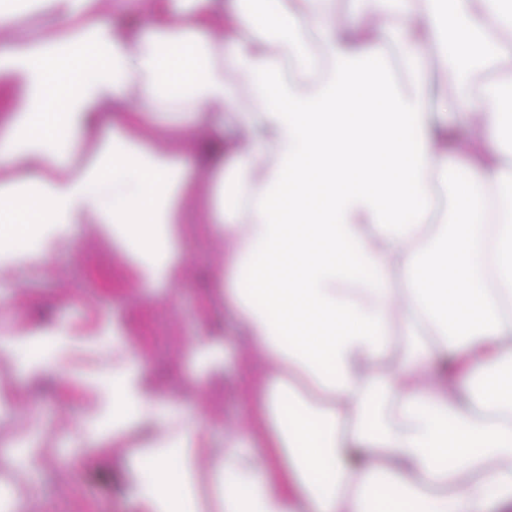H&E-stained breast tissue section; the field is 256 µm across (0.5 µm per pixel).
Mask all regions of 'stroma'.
Masks as SVG:
<instances>
[{
  "label": "stroma",
  "instance_id": "stroma-1",
  "mask_svg": "<svg viewBox=\"0 0 512 512\" xmlns=\"http://www.w3.org/2000/svg\"><path fill=\"white\" fill-rule=\"evenodd\" d=\"M141 126L155 128L153 149L172 153L198 183L179 229L177 280L136 282L138 256L113 241L111 225L85 219L63 231L42 225L34 234L11 236L10 250L0 252V361L15 366L0 377V423L9 428L0 432V459L15 439L28 436L44 458L40 492L26 512H137L130 488L146 475L145 460H134L125 442L98 447L81 435L86 419L112 414L113 350L106 337L112 328L123 330L127 345L140 353L160 396L202 421L208 439L195 450L199 473L212 469L225 434L249 428V397L240 380L245 366L263 362L238 340L237 316L221 296L229 246L210 233L214 215L206 204L215 169L191 136L167 134V120L148 114ZM215 320L224 333L211 341L222 358L214 370L200 361L195 344ZM54 330L71 343L54 351L53 376L31 384L23 367L31 353L16 342ZM89 375L98 385L86 383ZM74 453L81 465L70 464Z\"/></svg>",
  "mask_w": 512,
  "mask_h": 512
}]
</instances>
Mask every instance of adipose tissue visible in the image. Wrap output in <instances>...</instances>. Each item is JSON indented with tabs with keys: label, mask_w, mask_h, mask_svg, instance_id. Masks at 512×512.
Instances as JSON below:
<instances>
[{
	"label": "adipose tissue",
	"mask_w": 512,
	"mask_h": 512,
	"mask_svg": "<svg viewBox=\"0 0 512 512\" xmlns=\"http://www.w3.org/2000/svg\"><path fill=\"white\" fill-rule=\"evenodd\" d=\"M38 2L63 33L0 8L17 34L0 43V76L24 87L0 135V221L62 230L92 215L140 255L141 277L175 278L191 177L144 144L85 162L71 146L133 87L126 126L197 117L233 157L211 196L213 234L235 242L224 297L276 368L251 387L248 432L203 476L201 423L154 397L127 352L111 426L85 433L150 458L141 512H512V82L471 88L512 69V0H369L348 24L337 0H151L131 29L89 20L95 0ZM436 59L449 89L434 99ZM439 111L485 163L448 154ZM441 187L448 222L418 241ZM444 357L486 386L425 378ZM379 487L388 502L369 507Z\"/></svg>",
	"instance_id": "adipose-tissue-1"
}]
</instances>
